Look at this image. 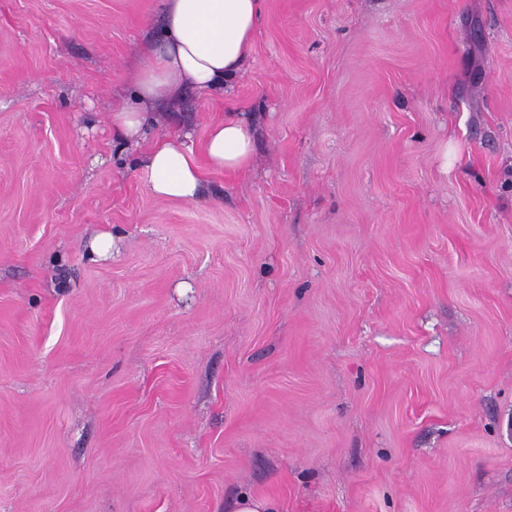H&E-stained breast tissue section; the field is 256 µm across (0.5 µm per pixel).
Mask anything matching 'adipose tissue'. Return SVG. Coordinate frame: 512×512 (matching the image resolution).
I'll list each match as a JSON object with an SVG mask.
<instances>
[{"mask_svg": "<svg viewBox=\"0 0 512 512\" xmlns=\"http://www.w3.org/2000/svg\"><path fill=\"white\" fill-rule=\"evenodd\" d=\"M264 0H165L162 37L133 77L135 102L112 114V127L138 142L153 101L185 89L221 94L248 66ZM254 153L250 126L235 113L212 123L201 149L185 138L164 136L148 148L142 171L160 200L195 202L202 198L209 170L236 172Z\"/></svg>", "mask_w": 512, "mask_h": 512, "instance_id": "adipose-tissue-1", "label": "adipose tissue"}]
</instances>
